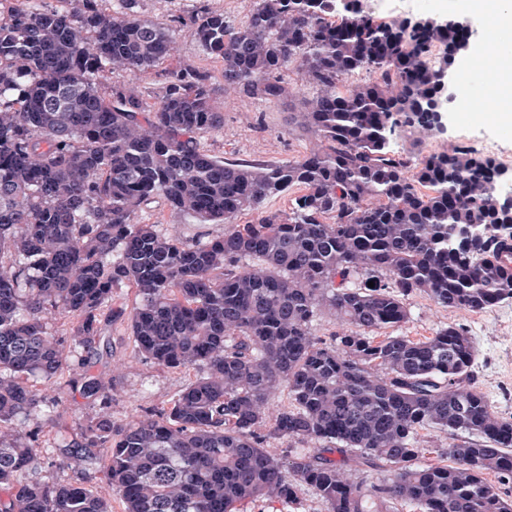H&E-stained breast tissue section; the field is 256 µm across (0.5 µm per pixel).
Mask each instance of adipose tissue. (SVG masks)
<instances>
[{"label":"adipose tissue","mask_w":512,"mask_h":512,"mask_svg":"<svg viewBox=\"0 0 512 512\" xmlns=\"http://www.w3.org/2000/svg\"><path fill=\"white\" fill-rule=\"evenodd\" d=\"M455 7L481 17L493 39L481 40L473 53L481 63L480 78L496 101L498 123L512 126V0H453Z\"/></svg>","instance_id":"1"}]
</instances>
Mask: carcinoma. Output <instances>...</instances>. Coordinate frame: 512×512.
Segmentation results:
<instances>
[{"mask_svg": "<svg viewBox=\"0 0 512 512\" xmlns=\"http://www.w3.org/2000/svg\"><path fill=\"white\" fill-rule=\"evenodd\" d=\"M20 2L0 15V253L14 257V271L0 264V512H112L114 496L125 512L290 507L300 484L324 512H512L484 479L512 481V419L476 386L468 332L379 335L406 322L413 293L473 312L512 299L497 160L458 147L416 163L393 148L401 128L437 129L429 109L463 33L431 16L384 21L368 0H254L237 26L209 9L181 20L222 60L224 93L286 100L292 66L315 90L293 120L318 147L229 163L199 142L224 124L208 71L176 66L152 106L124 86L102 93L111 65L148 73L175 57L173 31L141 18L139 0L108 12ZM295 185L288 213L260 210ZM155 197L227 229L184 242L140 223ZM244 211L257 218L237 223ZM125 286L135 353L201 375L117 426L112 388L87 366ZM324 309L341 327L329 343L311 334ZM50 315L70 320L67 336L47 331ZM67 373L98 410L51 465L96 462L103 491L29 476L46 449L20 430L38 411L65 423L36 384ZM281 387L288 403L272 412ZM428 428L448 433L437 463L419 458ZM271 436L308 447L278 459ZM385 466L381 485L352 479Z\"/></svg>", "mask_w": 512, "mask_h": 512, "instance_id": "obj_1", "label": "carcinoma"}]
</instances>
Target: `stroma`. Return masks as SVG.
<instances>
[{
    "label": "stroma",
    "instance_id": "stroma-1",
    "mask_svg": "<svg viewBox=\"0 0 512 512\" xmlns=\"http://www.w3.org/2000/svg\"><path fill=\"white\" fill-rule=\"evenodd\" d=\"M371 4L377 16L384 19L422 15L448 18L456 14L455 9L446 6L443 0H371ZM252 6L253 0H140L139 10L144 17L172 28L177 45L176 58L147 74L120 68L111 70L103 84V92L111 93L113 85L121 84L134 88L148 102L154 103L161 97L168 72L176 62L203 68L212 76L215 101L224 114L223 128L205 134L201 139L210 155L228 162L282 163L301 159L313 148L315 140L290 126L288 115L299 110L303 100L312 98L313 89L299 80H292V97L271 104L225 94L220 59L204 51L188 29L177 23L178 18L188 17L206 7L223 12L230 21L238 24L246 19ZM487 97L486 89L477 88L472 107L465 111L456 102H449L443 130L434 133L400 131L395 138L396 149L418 159L457 146L476 150L489 144L493 147V157L512 170V130L498 128L492 114L482 111ZM139 219L145 224L158 225L162 232L185 241L216 238L225 230L224 225L202 224L179 214L159 199L142 206ZM406 304L409 319L397 328V335L420 340L448 325L464 327L477 348L473 367L477 386L499 415L512 417V299L501 301L481 313L444 308L423 294L410 295ZM134 305L133 289L120 288L108 319L101 322L102 332L111 343L110 351L94 360L91 367L92 375L113 390L112 421L117 425L136 422L144 411L168 407L196 377L195 371L171 370L133 352L130 324ZM42 391L59 400L66 412L67 424L62 430L42 423V443L48 448L65 445L75 438L79 422L94 415L97 407L62 383L43 385Z\"/></svg>",
    "mask_w": 512,
    "mask_h": 512
}]
</instances>
